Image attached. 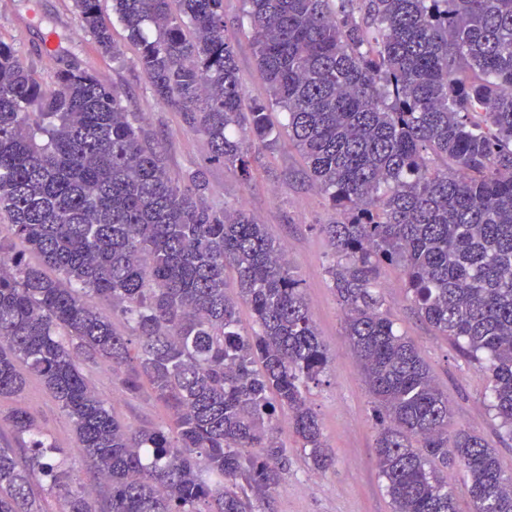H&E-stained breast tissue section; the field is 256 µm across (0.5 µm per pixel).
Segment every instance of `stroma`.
<instances>
[{
    "label": "stroma",
    "mask_w": 512,
    "mask_h": 512,
    "mask_svg": "<svg viewBox=\"0 0 512 512\" xmlns=\"http://www.w3.org/2000/svg\"><path fill=\"white\" fill-rule=\"evenodd\" d=\"M240 12V0H224V36L235 47L247 99L262 100L265 86L247 32L238 22ZM50 31L61 53L76 52L83 67L103 83L124 88L131 110L141 113L146 129L158 139L171 173L205 168L211 201L219 206H240L266 224L270 235L285 244L304 280L313 319L331 357L325 383L312 389L311 400L333 464L326 472L313 471L294 443L287 418H280L288 472L277 494L260 512H392L376 466L370 397L343 334L341 309L325 272L330 254L316 226L327 210L318 187L305 175L301 155L292 146L282 145L253 171L249 182H242L223 165L210 162L205 139L189 131L178 113L154 99L135 64L133 48H126V64L121 68L97 52L91 39L78 30L70 0H0V40L12 45L47 84L52 83L57 67L56 59L42 50L43 38ZM381 282L387 307L401 331L415 341L436 383L447 393L457 425L480 433L496 449L503 468L512 472V440L501 436L488 408L484 376L466 363L450 339L436 335L418 316L397 270L385 269ZM88 375L125 422L140 425L166 418L162 405L127 396L110 368L94 366ZM22 401L40 427L64 449L66 459H73V427L36 376H29Z\"/></svg>",
    "instance_id": "1"
}]
</instances>
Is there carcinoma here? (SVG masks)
Wrapping results in <instances>:
<instances>
[{
	"mask_svg": "<svg viewBox=\"0 0 512 512\" xmlns=\"http://www.w3.org/2000/svg\"><path fill=\"white\" fill-rule=\"evenodd\" d=\"M242 4L261 103L246 102L224 0H110L108 11L72 0V11L122 66L119 23L155 99L241 180L285 139L302 155L330 213L317 225L326 273L393 512H459L456 469L471 512H512V474L480 434L454 427L380 292L382 271L398 270L419 317L487 373L489 408L512 437V0ZM126 98L74 53L47 86L0 41V397L39 376L87 474L72 480L17 407L0 512H43L36 475L61 512H255L288 471L280 415L311 468L332 465L310 399L327 350L284 244L214 205L204 170L171 174ZM89 365L167 418L122 421Z\"/></svg>",
	"mask_w": 512,
	"mask_h": 512,
	"instance_id": "cac0c4a2",
	"label": "carcinoma"
}]
</instances>
